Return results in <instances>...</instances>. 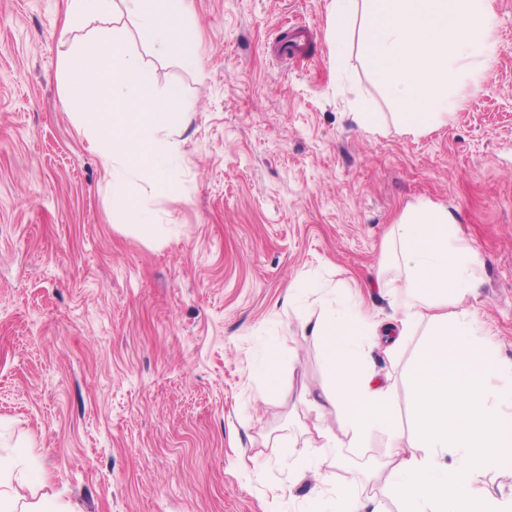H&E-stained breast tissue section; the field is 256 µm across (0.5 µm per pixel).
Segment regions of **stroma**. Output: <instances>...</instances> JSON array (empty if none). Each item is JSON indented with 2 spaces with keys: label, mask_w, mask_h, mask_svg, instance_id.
Here are the masks:
<instances>
[{
  "label": "stroma",
  "mask_w": 512,
  "mask_h": 512,
  "mask_svg": "<svg viewBox=\"0 0 512 512\" xmlns=\"http://www.w3.org/2000/svg\"><path fill=\"white\" fill-rule=\"evenodd\" d=\"M330 2L192 0L197 69L120 16L158 85L196 108L177 188L153 203L175 232L156 240L111 214L101 159L61 107L66 0H0V450L33 453L83 512H308L303 428L341 421L309 405L330 382L307 319L323 288L391 312L403 279L388 235L422 204L478 258L473 304L512 385V0H490L488 78L419 137L393 124L357 43L340 56L327 40ZM299 27L305 55L278 59ZM294 282L310 292L289 299ZM426 332L375 362L404 428ZM272 350L269 398L257 366ZM389 454L377 430L336 449L331 473L397 512Z\"/></svg>",
  "instance_id": "1"
}]
</instances>
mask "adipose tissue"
Wrapping results in <instances>:
<instances>
[{"mask_svg":"<svg viewBox=\"0 0 512 512\" xmlns=\"http://www.w3.org/2000/svg\"><path fill=\"white\" fill-rule=\"evenodd\" d=\"M155 53L199 68L186 0H124ZM445 211L423 205L395 224L406 293L400 315L365 316L358 300L326 304L313 332L321 341L332 386L313 401L336 413L349 447L382 429L393 450L387 490L399 512H512V493L493 497L481 485L491 469L512 465V391L490 382L499 365L480 323L460 302L477 291V258L450 232ZM426 326L428 338L409 372L417 449L404 452L392 386L366 358L374 336H389L391 353ZM37 459L17 451L0 456V512H81L78 504L44 492Z\"/></svg>","mask_w":512,"mask_h":512,"instance_id":"obj_1","label":"adipose tissue"}]
</instances>
